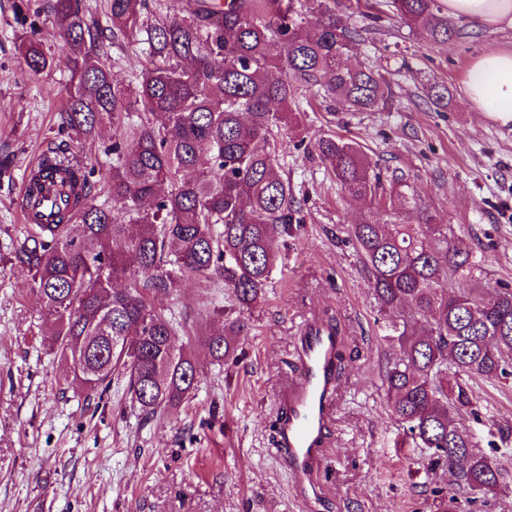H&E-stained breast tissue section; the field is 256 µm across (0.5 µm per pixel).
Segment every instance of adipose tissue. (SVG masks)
<instances>
[{
  "instance_id": "ef3b65f1",
  "label": "adipose tissue",
  "mask_w": 512,
  "mask_h": 512,
  "mask_svg": "<svg viewBox=\"0 0 512 512\" xmlns=\"http://www.w3.org/2000/svg\"><path fill=\"white\" fill-rule=\"evenodd\" d=\"M449 17L484 27L512 28V0H443ZM465 96L476 111L512 124V49L490 50L470 64Z\"/></svg>"
}]
</instances>
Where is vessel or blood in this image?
<instances>
[{"mask_svg":"<svg viewBox=\"0 0 512 512\" xmlns=\"http://www.w3.org/2000/svg\"><path fill=\"white\" fill-rule=\"evenodd\" d=\"M340 342L318 319L308 320L298 339L296 374L279 397L274 453L287 465L299 495L308 504L316 498L309 476L320 465L334 411Z\"/></svg>","mask_w":512,"mask_h":512,"instance_id":"vessel-or-blood-1","label":"vessel or blood"}]
</instances>
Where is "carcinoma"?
<instances>
[{
    "label": "carcinoma",
    "instance_id": "carcinoma-1",
    "mask_svg": "<svg viewBox=\"0 0 512 512\" xmlns=\"http://www.w3.org/2000/svg\"><path fill=\"white\" fill-rule=\"evenodd\" d=\"M407 24L430 40L456 34L439 0H393ZM343 0H179L154 23L147 0H107L108 29H93L81 0H51L70 76L60 128L95 140L112 127V205H97L83 164L48 147L25 180L22 204L59 177L62 204L33 224L16 250L45 316L50 348L70 384L91 396L118 376L146 418L180 406L197 388L194 357L176 344L169 301L182 279L224 281L238 316L210 335L213 361L236 359L244 313L263 297L276 268V239L294 232L300 208L279 171L274 130L314 92L353 111L391 105L382 77L344 57L361 30L342 14ZM147 45L135 86L117 83L102 63L106 44ZM34 72L49 57L29 40ZM145 118L135 121L132 114ZM320 161L352 199L424 209L386 190L360 145L324 136ZM170 186L164 191V186ZM78 223H72V215ZM369 272L393 350L381 390L403 435L424 455L427 475L448 477L445 512L459 500L483 502L508 488L502 465L457 422L482 420L468 380L512 377V289L472 287L482 258L460 248L448 226L364 221L349 229Z\"/></svg>",
    "mask_w": 512,
    "mask_h": 512
}]
</instances>
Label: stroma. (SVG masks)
I'll return each mask as SVG.
<instances>
[{
    "label": "stroma",
    "mask_w": 512,
    "mask_h": 512,
    "mask_svg": "<svg viewBox=\"0 0 512 512\" xmlns=\"http://www.w3.org/2000/svg\"><path fill=\"white\" fill-rule=\"evenodd\" d=\"M48 6L0 0V159L9 163L0 171V512H301L273 453L274 425L279 389L295 370L296 339L314 316L341 320L347 358L315 478L321 512H432L436 497L421 490L418 453L402 443L381 397L391 349L368 273L348 241L350 225L386 215L346 196L310 148L326 135L357 142L383 182L405 176L433 223L450 226L459 246L483 257L479 287H512V126L464 98L471 61L512 49V29L463 25L457 37L435 43L403 24L390 0H376L371 18L351 5L347 19L363 37L350 60L389 81L394 101L372 112H334L313 96L280 130V173L304 223L278 242L265 298L246 315L244 354L211 363L207 340L224 325V286L183 280L174 300L177 340L199 364L198 387L160 420L145 421L123 384L94 399L69 387L42 334L30 282L14 265L24 235L18 198L43 151L55 144L77 154L99 204L112 167L110 129L82 143L58 127L69 72ZM33 33L51 58L38 72L21 48ZM109 53L113 78L136 85L143 45H114ZM433 84L448 87L447 107L429 100ZM470 386L484 421L465 413L460 423L512 473V438L500 432L512 425V379L493 385L475 377Z\"/></svg>",
    "instance_id": "1"
}]
</instances>
